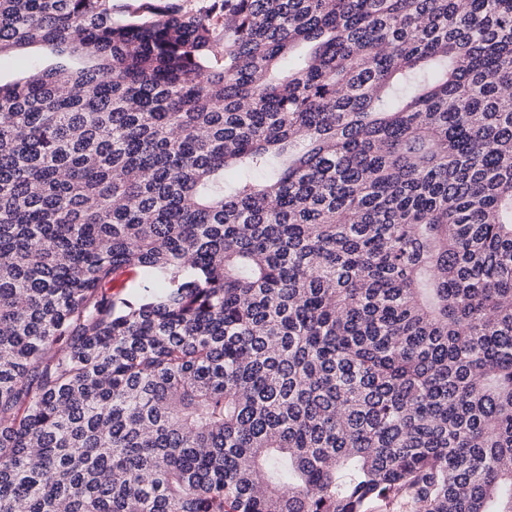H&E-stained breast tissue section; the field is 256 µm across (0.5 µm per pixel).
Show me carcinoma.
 <instances>
[{
    "mask_svg": "<svg viewBox=\"0 0 512 512\" xmlns=\"http://www.w3.org/2000/svg\"><path fill=\"white\" fill-rule=\"evenodd\" d=\"M196 2L0 0V512H512V0ZM59 58L52 48L45 44L32 45L20 53L2 55L0 57V83H12L23 77L32 63H39L41 68H49Z\"/></svg>",
    "mask_w": 512,
    "mask_h": 512,
    "instance_id": "carcinoma-1",
    "label": "carcinoma"
}]
</instances>
